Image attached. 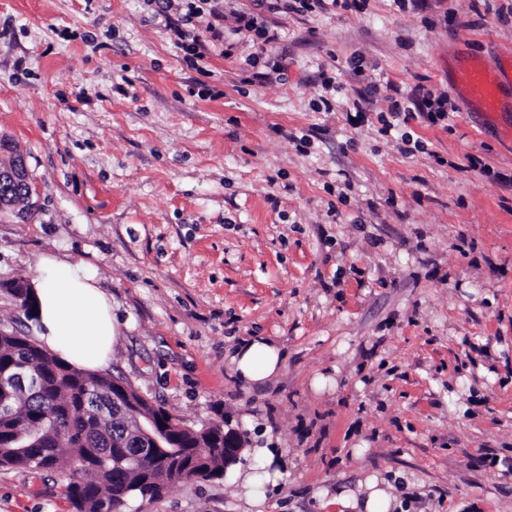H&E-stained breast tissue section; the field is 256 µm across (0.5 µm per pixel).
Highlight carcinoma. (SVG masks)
<instances>
[{
  "label": "carcinoma",
  "instance_id": "cac0c4a2",
  "mask_svg": "<svg viewBox=\"0 0 512 512\" xmlns=\"http://www.w3.org/2000/svg\"><path fill=\"white\" fill-rule=\"evenodd\" d=\"M29 366L33 391L7 394L12 413L0 414V468L53 471L67 460L81 475L64 496L74 512H124L133 499L156 500L184 479L224 477V425L185 427L160 405L139 401L142 414L171 422L165 448H145L137 422L112 408L121 377L77 369L31 337L0 335V371Z\"/></svg>",
  "mask_w": 512,
  "mask_h": 512
}]
</instances>
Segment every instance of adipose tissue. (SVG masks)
Listing matches in <instances>:
<instances>
[{"label":"adipose tissue","mask_w":512,"mask_h":512,"mask_svg":"<svg viewBox=\"0 0 512 512\" xmlns=\"http://www.w3.org/2000/svg\"><path fill=\"white\" fill-rule=\"evenodd\" d=\"M33 316L44 348L73 366L95 370L106 365L119 335L112 304L88 268L53 255L41 256L31 269ZM229 363L239 382L257 386L283 366L281 349L256 338L238 347ZM345 512H389L397 503L392 485L377 474L360 482L357 491L335 497Z\"/></svg>","instance_id":"obj_1"}]
</instances>
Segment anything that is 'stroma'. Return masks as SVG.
I'll return each mask as SVG.
<instances>
[{
	"instance_id": "stroma-1",
	"label": "stroma",
	"mask_w": 512,
	"mask_h": 512,
	"mask_svg": "<svg viewBox=\"0 0 512 512\" xmlns=\"http://www.w3.org/2000/svg\"><path fill=\"white\" fill-rule=\"evenodd\" d=\"M217 9L200 73L155 0H0V137L35 202L0 217V328L35 336L4 286L41 255L83 263L121 325L107 374L189 426L242 432L257 490L266 449L283 454L262 509L231 470L126 512H339L373 473L393 512H512V186L496 178L512 85L489 120L458 80L512 51V0ZM242 15L275 41L238 35ZM269 61L282 79L252 80ZM419 85L455 111L410 120L409 153L377 117ZM256 337L285 363L248 388L228 356ZM320 375L336 387L315 391ZM75 478L0 469V512H72Z\"/></svg>"
}]
</instances>
